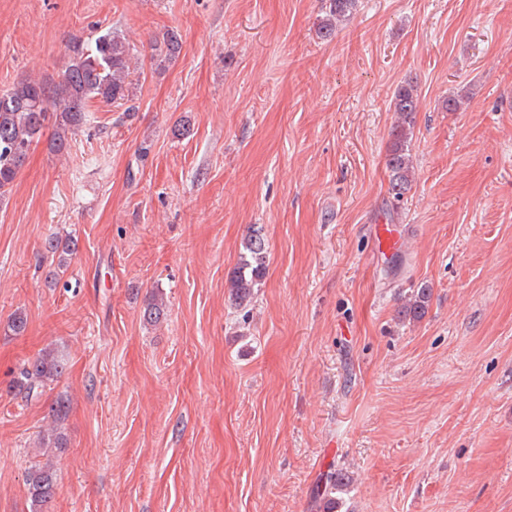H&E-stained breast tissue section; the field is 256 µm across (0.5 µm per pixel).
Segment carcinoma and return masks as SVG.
I'll return each instance as SVG.
<instances>
[{"label": "carcinoma", "instance_id": "1", "mask_svg": "<svg viewBox=\"0 0 512 512\" xmlns=\"http://www.w3.org/2000/svg\"><path fill=\"white\" fill-rule=\"evenodd\" d=\"M356 0H329L326 19L318 27L319 36L330 39L338 23L346 20ZM181 42L168 32L155 44L154 60L159 68L179 56ZM129 41L116 32H106L88 39H77L69 47L68 60L56 81L28 78L0 93V197H4L15 182L29 151L40 140L43 130L53 124L49 149L61 154L69 146L71 135L86 120L89 102L105 103L132 100ZM418 88L413 83L399 86L393 93L391 107L399 120L390 132L387 153L389 172L388 192L393 201H400L413 182L410 154V134L418 112ZM77 242L71 237L55 236L48 240L46 251L57 269L67 266L76 251ZM267 243L261 230L254 229L243 242L238 267L229 282L230 298L239 308L251 305L255 288L266 274ZM432 289L427 285L413 291L403 307V315L418 320L427 312ZM164 312L163 301L154 297L147 301L143 317L155 322ZM65 371L61 354L46 348L20 371L16 385L26 397L38 394V389L56 380ZM26 486L34 512H49L56 490V478L51 463L32 466L26 474ZM345 486L344 477L330 471L325 488L316 492L323 502V512H336L339 502L334 494Z\"/></svg>", "mask_w": 512, "mask_h": 512}]
</instances>
